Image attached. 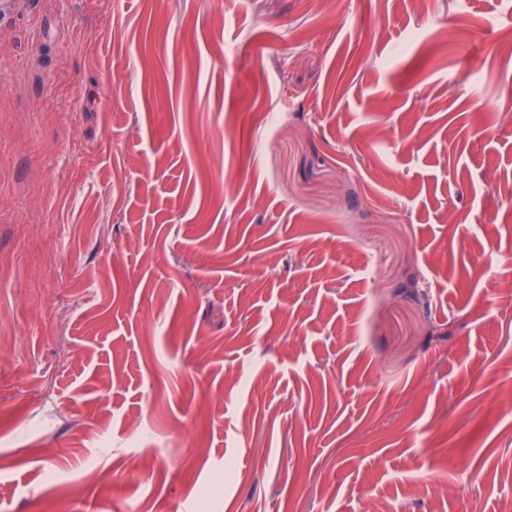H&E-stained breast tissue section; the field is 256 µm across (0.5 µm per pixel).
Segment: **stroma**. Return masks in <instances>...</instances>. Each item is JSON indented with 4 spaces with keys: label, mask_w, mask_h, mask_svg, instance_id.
<instances>
[{
    "label": "stroma",
    "mask_w": 512,
    "mask_h": 512,
    "mask_svg": "<svg viewBox=\"0 0 512 512\" xmlns=\"http://www.w3.org/2000/svg\"><path fill=\"white\" fill-rule=\"evenodd\" d=\"M1 69L0 512H512V0H26Z\"/></svg>",
    "instance_id": "1"
}]
</instances>
